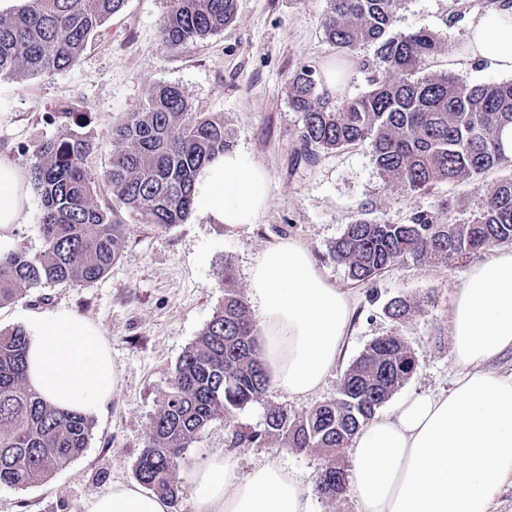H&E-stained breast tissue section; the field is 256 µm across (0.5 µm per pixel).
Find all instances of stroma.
<instances>
[{
    "label": "stroma",
    "instance_id": "stroma-1",
    "mask_svg": "<svg viewBox=\"0 0 512 512\" xmlns=\"http://www.w3.org/2000/svg\"><path fill=\"white\" fill-rule=\"evenodd\" d=\"M497 4L403 0L394 30L426 28L444 43V52L425 61L421 74L448 72L470 84L502 82L505 74L463 60L471 20ZM327 5L328 0H238L236 16L223 31L168 49L160 31L169 0H126L74 66L0 78V158L31 167L33 144L64 132L55 116L59 106L78 105L72 128L92 145L87 169L101 208L112 207L114 200L105 175L115 149L112 128L142 111L150 90L160 84L178 85L196 111L223 113L234 149L249 154L269 175L267 207L256 224L232 230L193 214L184 223L160 228L138 223L121 209L116 218L126 226L124 252L103 278L27 289L0 309V329L20 326L31 332L33 314L58 310L87 319L104 336L118 374L111 401L92 416L84 452L37 486L0 485V512H84L90 497L113 484L132 482L177 360L224 302L225 268H232L240 292H247L249 265L281 238L305 244L330 280L353 294L356 315L344 354L318 392L291 399L269 389L236 412L234 428L217 421L205 429L179 460L176 480L182 493L171 512H194L190 472L218 451L236 455L244 472L275 456L288 470L315 482L324 464L320 450L298 452L274 442L238 444L232 431L263 430L264 414L272 406L301 416L335 399L349 365L378 337H402L416 360L396 398L451 387L456 369L450 314L457 288L485 250L447 264L409 261L357 284L330 249L362 213L393 224L410 223L420 211L440 223L451 217L467 222L503 173L495 170L474 183L441 184L404 195L378 173L365 148L305 156L297 141L299 115L289 104L290 79L303 66L324 74L336 59L324 35ZM444 199L451 212L440 210ZM398 296L408 299L410 309L394 320L384 307Z\"/></svg>",
    "mask_w": 512,
    "mask_h": 512
}]
</instances>
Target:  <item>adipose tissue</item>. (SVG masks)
I'll use <instances>...</instances> for the list:
<instances>
[{"label":"adipose tissue","instance_id":"1","mask_svg":"<svg viewBox=\"0 0 512 512\" xmlns=\"http://www.w3.org/2000/svg\"><path fill=\"white\" fill-rule=\"evenodd\" d=\"M470 57L512 73V0L471 26ZM268 174L247 153L224 152L198 173L193 209L235 229L256 223L267 206ZM21 167L0 160V253L25 219ZM249 303L260 329L259 356L271 388L291 398L317 392L343 352L355 298L338 288L296 239L278 241L251 263ZM452 386L413 394L374 416L353 437L349 484L358 512H492L512 481V373L493 362L512 351V248L474 263L451 311ZM28 378L53 404L84 414L111 401L118 383L99 329L67 311L42 313L30 338ZM195 512H314L300 475L279 458L241 472L217 453L190 474ZM85 512H167L137 484L118 483L89 498Z\"/></svg>","mask_w":512,"mask_h":512}]
</instances>
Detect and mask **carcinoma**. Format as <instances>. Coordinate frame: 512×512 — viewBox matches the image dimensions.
Returning a JSON list of instances; mask_svg holds the SVG:
<instances>
[{
    "mask_svg": "<svg viewBox=\"0 0 512 512\" xmlns=\"http://www.w3.org/2000/svg\"><path fill=\"white\" fill-rule=\"evenodd\" d=\"M125 0H20L0 13V77L30 75L74 65L105 21ZM402 0H328L325 37L344 58L375 48L370 89L335 99L315 70L295 74L290 105L300 114L301 151L369 149L382 177L403 194L443 183H464L505 167L502 147L512 127V81L467 84L441 72L417 76L421 64L444 51L426 28L393 33ZM237 0H171L161 41L176 49L224 29ZM116 149L107 171L115 203L142 224L170 227L192 212L197 172L232 147L224 117L192 110L182 89L161 84L144 109L112 129ZM92 145L71 132L33 146L30 179L41 203L38 229L45 242L35 257L0 254V308L25 289L45 283H93L123 252L126 225L115 210L94 202L86 169ZM512 242V176L494 185L473 218L459 224L418 213L409 224L359 216L332 246L350 278L367 282L409 259L447 261L497 243ZM410 309L395 297L385 306L397 320ZM29 343L22 327L0 330V485L31 487L68 466L87 447L93 419L59 408L27 382ZM415 358L399 336L375 339L351 363L336 399L302 416L282 407L265 413L264 429L233 431L239 444L275 440L282 448H317L325 456L315 482L321 498L348 490L342 460L353 436L410 377ZM268 377L259 358L256 328L232 269L224 267V303L178 359L169 388L134 467L138 483L168 504L181 492L175 480L182 451L215 421L233 427L236 411L256 401Z\"/></svg>",
    "mask_w": 512,
    "mask_h": 512,
    "instance_id": "1",
    "label": "carcinoma"
}]
</instances>
